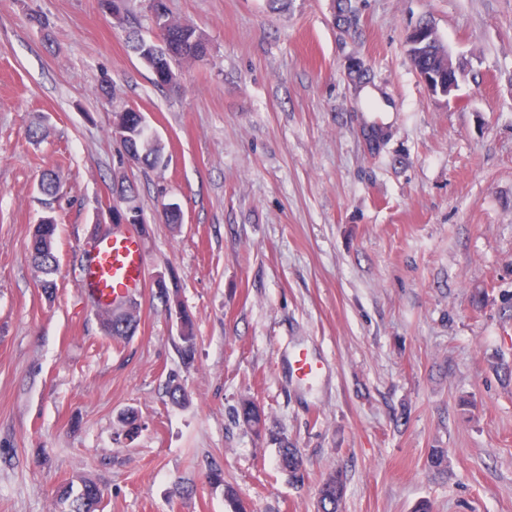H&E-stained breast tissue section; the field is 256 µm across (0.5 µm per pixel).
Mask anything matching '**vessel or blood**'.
I'll return each mask as SVG.
<instances>
[{"label": "vessel or blood", "instance_id": "vessel-or-blood-1", "mask_svg": "<svg viewBox=\"0 0 512 512\" xmlns=\"http://www.w3.org/2000/svg\"><path fill=\"white\" fill-rule=\"evenodd\" d=\"M82 282L100 308L111 300L133 295L145 284V258L142 244L132 235H112L88 252L83 266ZM298 380L316 381L321 362L305 350L297 351L290 363Z\"/></svg>", "mask_w": 512, "mask_h": 512}]
</instances>
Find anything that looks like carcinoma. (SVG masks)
<instances>
[{
	"instance_id": "cac0c4a2",
	"label": "carcinoma",
	"mask_w": 512,
	"mask_h": 512,
	"mask_svg": "<svg viewBox=\"0 0 512 512\" xmlns=\"http://www.w3.org/2000/svg\"><path fill=\"white\" fill-rule=\"evenodd\" d=\"M159 30L161 40L146 39L135 31L129 32L131 48L141 62L150 70L152 83L162 89L171 90L178 85L179 67L195 62L207 55V42L203 33L182 24L170 17L165 6H160L152 15ZM446 53L443 44L435 42L425 51L424 65L431 69H444L442 59ZM132 161L146 168H158L164 165V147L153 141L146 126L136 124L119 132ZM57 230V220L45 216L35 228L31 240V256L35 264L50 274L56 268L53 243ZM138 314L135 306L126 309L123 316L112 319V314L100 316V326L105 335L115 341L125 340L134 334ZM182 339L178 351L186 360L194 358L196 350L195 325L189 313L183 315ZM237 416L254 433L266 431V419L260 406L251 399H243L237 409ZM279 467L293 479L302 478L304 461L300 451L286 437L277 438ZM345 494V479L340 472L329 474L318 489L317 512H339ZM102 496L100 486L91 479L82 482L78 493L65 487L60 491L59 502L70 501V512H94V507Z\"/></svg>"
}]
</instances>
